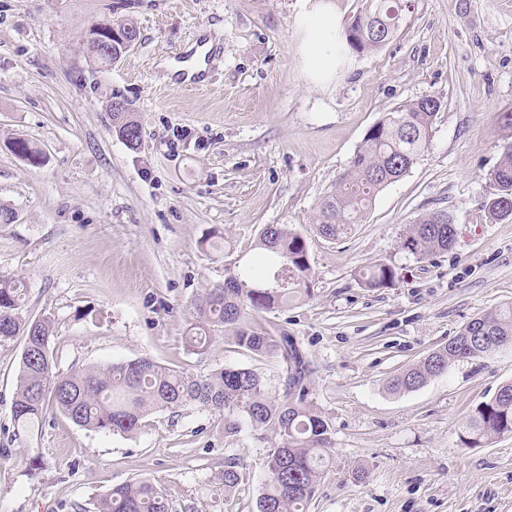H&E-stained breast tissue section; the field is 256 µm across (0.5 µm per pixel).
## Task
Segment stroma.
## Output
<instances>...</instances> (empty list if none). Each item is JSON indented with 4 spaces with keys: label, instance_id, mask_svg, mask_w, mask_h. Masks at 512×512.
Segmentation results:
<instances>
[{
    "label": "stroma",
    "instance_id": "stroma-1",
    "mask_svg": "<svg viewBox=\"0 0 512 512\" xmlns=\"http://www.w3.org/2000/svg\"><path fill=\"white\" fill-rule=\"evenodd\" d=\"M315 0H0V275L22 281V318L55 321L60 372L148 357L195 375L284 370L217 335L202 354L185 337L193 299L249 260L266 224L303 235L311 295L271 314L298 339L313 397L332 431V466L309 512H512V436L465 447L476 406L512 381V350L452 364L420 389L390 377L472 319L512 304V219L489 222L487 173L512 143V0H407L393 39L313 76L304 17ZM132 19L134 49L93 65L92 21ZM205 42L207 79L172 78L170 52ZM439 99L431 140L337 240L316 230L317 203L367 131L399 103ZM142 129L117 135L112 97ZM28 139L45 159L11 149ZM442 210L451 251L419 262L399 248L418 216ZM395 265L388 288L362 268ZM22 338L0 344V512H94L113 485L147 478L175 512H257L269 443L196 406L146 417L137 434L94 432L59 412L18 432L12 418ZM240 483L218 480L227 455Z\"/></svg>",
    "mask_w": 512,
    "mask_h": 512
}]
</instances>
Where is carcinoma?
<instances>
[{"instance_id": "obj_1", "label": "carcinoma", "mask_w": 512, "mask_h": 512, "mask_svg": "<svg viewBox=\"0 0 512 512\" xmlns=\"http://www.w3.org/2000/svg\"><path fill=\"white\" fill-rule=\"evenodd\" d=\"M403 8L396 0H363L361 8L336 33V55L374 51L398 30ZM423 96L394 107L375 123L332 191L319 202L317 229L338 239L364 221L377 194L403 177L427 147L440 106ZM113 127L134 147L141 127L129 101L109 106ZM492 192L484 211L493 222L512 218V144L487 174ZM456 224L443 211L423 214L409 225L400 249L419 262L455 244ZM258 264L224 265V283L208 288L192 303L193 322L186 336L190 351H204L219 328L233 327V342L250 353L277 358L288 374L283 393L274 394L249 368L224 367L204 376L165 368L147 357L90 366L63 373L53 356L54 321L18 315L24 284L0 275V343L23 337L12 415L24 432L56 410L90 431L132 436L142 421L159 411L195 405L224 419V433L245 428L270 434L267 477L257 512H308L317 486L328 471L332 447L328 420L310 388L313 369L297 339L274 334L264 315L310 296V264L304 237L286 224H266L258 236ZM368 288H387L396 267L378 263L363 269ZM512 347V305L469 322L459 333L417 364L392 376L388 388L405 393L445 373L452 364ZM465 443L480 447L512 435V382L469 416ZM241 459L224 462L218 480L224 490L238 485ZM95 512H173L170 495L146 478L113 486L96 500Z\"/></svg>"}]
</instances>
